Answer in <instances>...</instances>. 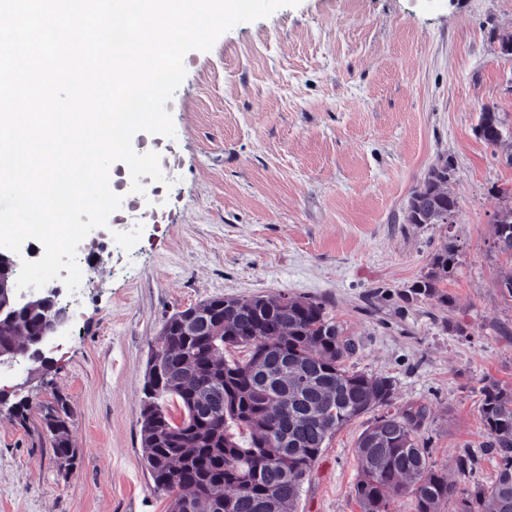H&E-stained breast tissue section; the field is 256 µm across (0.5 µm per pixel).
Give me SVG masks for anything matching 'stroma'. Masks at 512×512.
<instances>
[{
  "label": "stroma",
  "mask_w": 512,
  "mask_h": 512,
  "mask_svg": "<svg viewBox=\"0 0 512 512\" xmlns=\"http://www.w3.org/2000/svg\"><path fill=\"white\" fill-rule=\"evenodd\" d=\"M512 0H300L242 22L207 51L165 108L174 137L136 143L163 180L128 194L137 228L122 254L82 269L91 288L50 366L17 358L0 381V512H167L144 464L140 413L165 317L213 297L322 301L354 335L350 370L390 377L394 404L423 408L414 434L457 487L490 485L497 456L481 388L512 390V260L493 245L512 139L474 131L484 106L512 129ZM454 162L450 224H412L407 200L439 158ZM448 301L411 285L448 242ZM66 396L78 448L61 469L39 407ZM33 411L12 422L17 401ZM369 412L338 431L306 476L297 512H359L355 444ZM472 455L462 475L457 459Z\"/></svg>",
  "instance_id": "1"
}]
</instances>
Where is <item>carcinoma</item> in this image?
<instances>
[{
	"instance_id": "cac0c4a2",
	"label": "carcinoma",
	"mask_w": 512,
	"mask_h": 512,
	"mask_svg": "<svg viewBox=\"0 0 512 512\" xmlns=\"http://www.w3.org/2000/svg\"><path fill=\"white\" fill-rule=\"evenodd\" d=\"M491 146L508 137L495 108L487 106L475 129ZM454 165L440 158L411 192V224H446L456 199L445 191ZM503 206L495 227L498 252L512 260V191H498ZM457 248L437 251L411 285L416 296L440 295L455 273ZM48 305H15L0 316V351H26L55 317ZM244 349L232 362L224 353ZM355 352L347 329L325 304L281 293L274 298L216 297L168 317L161 330L156 371L145 374L140 430L145 467L154 489L170 496L168 512H296L301 485L327 441L353 420L382 413L358 438L356 499L361 512H390L408 494L415 512H440L456 493L448 471L430 462L414 435L423 409L393 406L394 383L351 372ZM481 422L497 452L493 483L461 499L460 512H512V392L483 387ZM175 395L185 415L173 421L159 405ZM56 458L71 465L77 449L70 412L57 398L40 407ZM288 422V437H271L270 424ZM249 432L242 447L229 426Z\"/></svg>"
}]
</instances>
